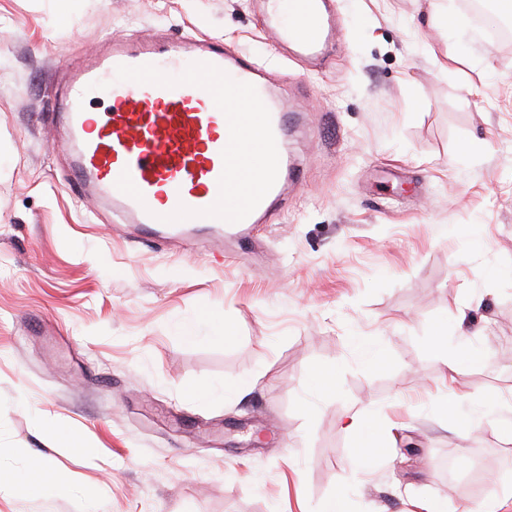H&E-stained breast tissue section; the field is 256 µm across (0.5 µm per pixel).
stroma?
<instances>
[{
  "instance_id": "obj_1",
  "label": "stroma",
  "mask_w": 512,
  "mask_h": 512,
  "mask_svg": "<svg viewBox=\"0 0 512 512\" xmlns=\"http://www.w3.org/2000/svg\"><path fill=\"white\" fill-rule=\"evenodd\" d=\"M331 7L311 61L264 0H0V512H512V412L478 409L512 395V46L431 0ZM112 36L263 66L297 170L266 223L186 245L69 182L47 111ZM353 416L393 427L367 466Z\"/></svg>"
}]
</instances>
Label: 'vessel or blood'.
Wrapping results in <instances>:
<instances>
[{
	"mask_svg": "<svg viewBox=\"0 0 512 512\" xmlns=\"http://www.w3.org/2000/svg\"><path fill=\"white\" fill-rule=\"evenodd\" d=\"M328 3L289 0L273 34L301 55H320L338 31ZM96 92L108 96L98 114L88 110ZM53 115L83 196L110 202L150 236L249 231L285 190L287 112L256 62L202 40H113L73 73Z\"/></svg>",
	"mask_w": 512,
	"mask_h": 512,
	"instance_id": "obj_1",
	"label": "vessel or blood"
}]
</instances>
